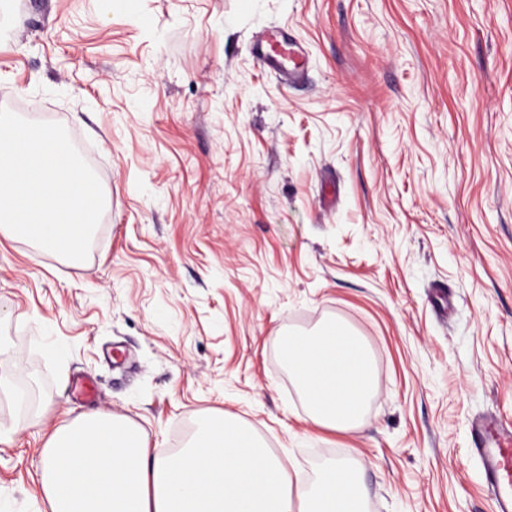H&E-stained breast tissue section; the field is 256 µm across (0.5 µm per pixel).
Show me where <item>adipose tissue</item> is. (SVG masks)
Masks as SVG:
<instances>
[{
	"label": "adipose tissue",
	"instance_id": "ef3b65f1",
	"mask_svg": "<svg viewBox=\"0 0 512 512\" xmlns=\"http://www.w3.org/2000/svg\"><path fill=\"white\" fill-rule=\"evenodd\" d=\"M281 356L314 424L336 432L362 424L376 377L349 327L284 334ZM38 488L48 512H368L352 460H325L293 484L254 431L226 415L199 417L182 448L158 456L136 426L89 412L48 438Z\"/></svg>",
	"mask_w": 512,
	"mask_h": 512
}]
</instances>
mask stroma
<instances>
[{
  "mask_svg": "<svg viewBox=\"0 0 512 512\" xmlns=\"http://www.w3.org/2000/svg\"><path fill=\"white\" fill-rule=\"evenodd\" d=\"M0 107L65 126L106 200L89 255L0 236V512L90 411L152 451L228 414L293 481L359 466L369 512H491L469 423L512 418V0H10ZM288 30L306 71L254 58ZM452 292L443 312L437 288ZM371 351L362 424L317 427L281 336Z\"/></svg>",
  "mask_w": 512,
  "mask_h": 512,
  "instance_id": "35a3bbf8",
  "label": "stroma"
}]
</instances>
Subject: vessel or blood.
I'll return each mask as SVG.
<instances>
[{
    "mask_svg": "<svg viewBox=\"0 0 512 512\" xmlns=\"http://www.w3.org/2000/svg\"><path fill=\"white\" fill-rule=\"evenodd\" d=\"M251 50L268 70L291 76L303 71L307 63L301 44L280 29L257 37ZM470 437L491 495L492 512H512V421L494 412L476 415L470 423Z\"/></svg>",
    "mask_w": 512,
    "mask_h": 512,
    "instance_id": "1",
    "label": "vessel or blood"
}]
</instances>
